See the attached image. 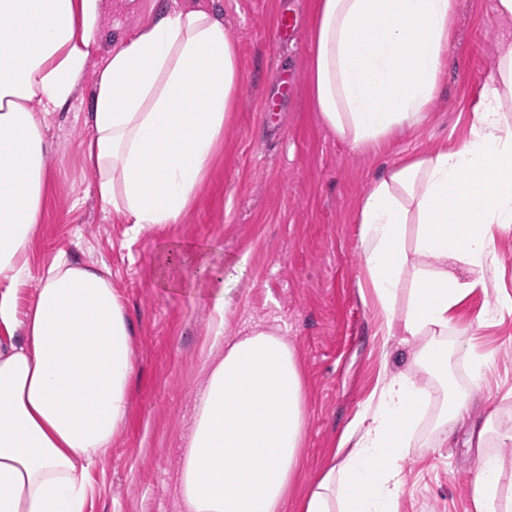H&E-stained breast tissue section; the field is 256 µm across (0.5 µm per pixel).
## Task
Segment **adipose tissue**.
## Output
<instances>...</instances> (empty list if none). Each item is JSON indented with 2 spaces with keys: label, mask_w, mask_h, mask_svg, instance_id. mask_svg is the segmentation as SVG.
<instances>
[{
  "label": "adipose tissue",
  "mask_w": 512,
  "mask_h": 512,
  "mask_svg": "<svg viewBox=\"0 0 512 512\" xmlns=\"http://www.w3.org/2000/svg\"><path fill=\"white\" fill-rule=\"evenodd\" d=\"M457 0H317L309 81L321 122L356 147L421 123L437 96ZM102 0H0V512H88L89 475L129 413L133 328L110 270L60 250L31 262L50 183L42 113L65 106L103 62L84 155L95 194L128 243L183 223L224 144L240 94L237 48L213 9L165 7L112 48ZM512 49L499 58L468 137L400 163L361 201L360 247L382 333L422 342L444 376L456 309L512 230ZM222 249L172 239L147 281L203 292L213 313L191 430L180 455L184 512H283L302 465V369L279 328L224 339ZM429 402L412 371L384 375L355 421L344 460L300 512H399L401 465ZM503 464L480 455L474 512H497Z\"/></svg>",
  "instance_id": "ef3b65f1"
}]
</instances>
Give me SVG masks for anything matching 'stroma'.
Wrapping results in <instances>:
<instances>
[{
    "label": "stroma",
    "mask_w": 512,
    "mask_h": 512,
    "mask_svg": "<svg viewBox=\"0 0 512 512\" xmlns=\"http://www.w3.org/2000/svg\"><path fill=\"white\" fill-rule=\"evenodd\" d=\"M496 2L458 0L443 82L425 120L375 149L351 146L319 120L307 80L314 0H215L244 77L225 121L224 146L185 222L147 232L132 245L124 225L97 203L83 153L96 68L70 102L48 115L51 183L32 259L62 249L106 264L135 328L128 421L111 455L91 473L89 512H182L180 453L204 379L213 317L199 295L144 279V267L170 238L211 241L223 247L225 263L245 262V275L231 284L224 337L260 323L281 326L305 376L302 484L332 462L377 384L383 346L379 312L360 288L359 201L385 169L465 141L497 60L512 47V19L499 15ZM156 10L157 0H104L99 35L107 41L132 34ZM284 14L299 27L281 38L276 24ZM496 247L486 291L457 310L443 345L447 381L454 395L471 399V415L452 445L443 446L435 427L443 382L418 372L433 400L402 462L400 512H473L478 451L470 438L492 411L503 430L488 439L487 450L502 457L500 493L512 497V439L503 436L512 429V307L501 304L512 298V231L498 234ZM486 308L498 311L494 325L478 322ZM466 343L489 359L483 382L472 378Z\"/></svg>",
    "instance_id": "1"
}]
</instances>
